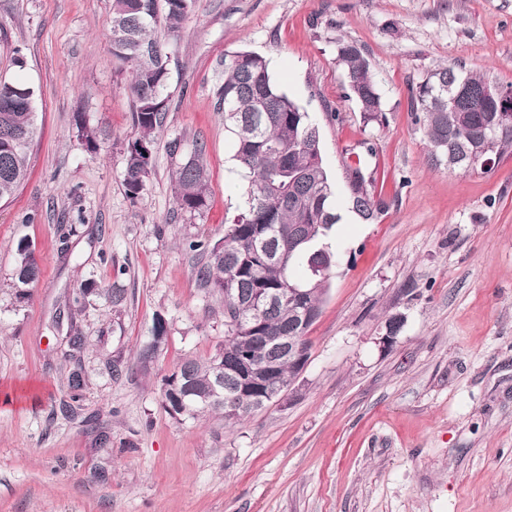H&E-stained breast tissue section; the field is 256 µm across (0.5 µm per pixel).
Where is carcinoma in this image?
Masks as SVG:
<instances>
[{"mask_svg": "<svg viewBox=\"0 0 512 512\" xmlns=\"http://www.w3.org/2000/svg\"><path fill=\"white\" fill-rule=\"evenodd\" d=\"M194 0H112L109 41L112 56L130 64L129 91L133 101L134 136L125 151L124 185L134 199L144 190L151 172L154 132L169 110L167 93L170 55L152 35L159 19L175 33L192 10ZM336 63L344 71L351 97L369 120L383 116L384 102L371 63L356 44L340 40ZM490 81L464 74L445 64L429 71L413 91L415 122L420 124L431 157L450 170H476L488 152L480 138L494 124L502 108L487 95ZM463 96L453 99L459 88ZM218 109L234 145L233 159L244 173L242 211L227 225L223 245L197 240L189 250L208 256L197 272L200 288L224 298V345L207 360L185 359L163 385L174 379L191 387L185 414L218 410L220 402L205 404L200 395L212 382L211 364L224 363V395L239 386L242 350L229 324L254 318L249 356L261 366L274 368L286 388L293 368L277 345L280 338L306 335L320 314V303L336 256L330 238L341 218L335 187L322 163L319 128L292 97L272 79L267 59L255 52L238 51L224 61V80L216 89ZM76 125L86 149H99L101 132L84 116ZM35 131L34 90L18 79H0V200L14 195L25 180ZM498 157L512 154V126L498 132ZM347 200L349 211L365 221L377 217L373 197L365 186ZM172 191L180 210L195 214L206 205V171L202 148L172 173ZM39 276L31 245L18 243L14 268L15 298L28 299V287ZM232 292L227 293L225 289ZM302 288L308 294L282 299L254 314L252 301L262 290ZM86 386L81 365L68 375L72 401Z\"/></svg>", "mask_w": 512, "mask_h": 512, "instance_id": "carcinoma-1", "label": "carcinoma"}]
</instances>
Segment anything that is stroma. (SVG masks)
I'll return each instance as SVG.
<instances>
[{
    "instance_id": "1",
    "label": "stroma",
    "mask_w": 512,
    "mask_h": 512,
    "mask_svg": "<svg viewBox=\"0 0 512 512\" xmlns=\"http://www.w3.org/2000/svg\"><path fill=\"white\" fill-rule=\"evenodd\" d=\"M111 12L112 0H0V77L32 84L37 113L28 176L0 201V512H512V155L448 170L411 110L442 64L512 84V0H195L178 36L156 32L172 57L170 107L134 199L131 70L112 55ZM341 40L367 55L384 120L365 121L351 98ZM240 50L265 56L318 126L338 202L360 163L379 213L342 211L304 371L280 402L228 424L171 415L163 379L224 342V300L199 288L188 243L222 242L243 205L215 98ZM80 113L101 131L97 153ZM199 144L207 205L191 215L171 175ZM22 241L40 275L19 302ZM113 288L117 308L103 297ZM79 292L87 385L68 418L54 317ZM160 317L145 370L138 353Z\"/></svg>"
}]
</instances>
